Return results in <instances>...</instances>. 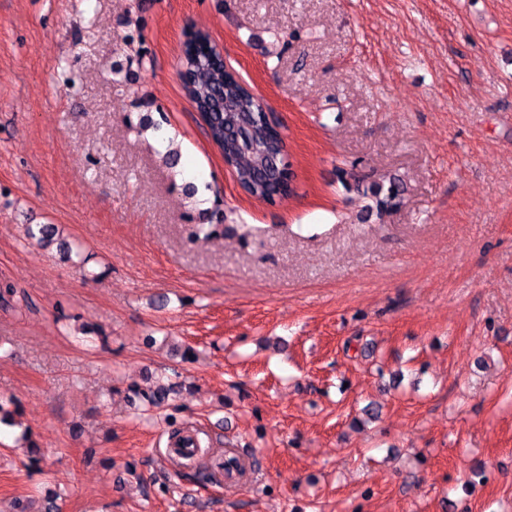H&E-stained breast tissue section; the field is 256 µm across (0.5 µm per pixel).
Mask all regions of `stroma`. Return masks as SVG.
<instances>
[{"label": "stroma", "mask_w": 512, "mask_h": 512, "mask_svg": "<svg viewBox=\"0 0 512 512\" xmlns=\"http://www.w3.org/2000/svg\"><path fill=\"white\" fill-rule=\"evenodd\" d=\"M191 26L281 124L292 196L207 138ZM0 281V408L36 443L0 425V512H512V0H0ZM232 447L260 471L229 486ZM369 192L368 208L380 216L398 209L403 203L404 187L399 180L390 181L387 189L383 185L374 184L369 188ZM27 237L40 247H49L56 244L57 252L65 260L70 262L83 276L87 277L84 269L85 259L73 260V249L60 235L58 227L54 224H29L26 226Z\"/></svg>", "instance_id": "1"}]
</instances>
